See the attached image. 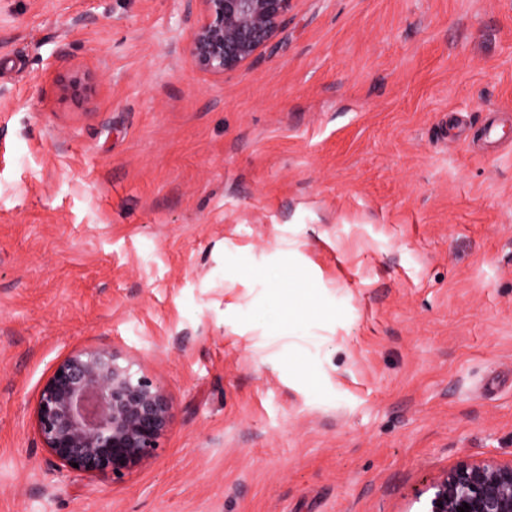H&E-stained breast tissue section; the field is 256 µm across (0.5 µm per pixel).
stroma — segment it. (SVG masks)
I'll use <instances>...</instances> for the list:
<instances>
[{
    "instance_id": "obj_1",
    "label": "stroma",
    "mask_w": 512,
    "mask_h": 512,
    "mask_svg": "<svg viewBox=\"0 0 512 512\" xmlns=\"http://www.w3.org/2000/svg\"><path fill=\"white\" fill-rule=\"evenodd\" d=\"M190 28L0 0V512H423L512 460V0H292L221 79ZM102 347L171 403L119 477L35 430Z\"/></svg>"
}]
</instances>
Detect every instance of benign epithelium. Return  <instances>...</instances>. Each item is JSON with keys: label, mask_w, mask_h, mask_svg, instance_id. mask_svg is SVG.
I'll return each mask as SVG.
<instances>
[{"label": "benign epithelium", "mask_w": 512, "mask_h": 512, "mask_svg": "<svg viewBox=\"0 0 512 512\" xmlns=\"http://www.w3.org/2000/svg\"><path fill=\"white\" fill-rule=\"evenodd\" d=\"M191 57L215 78L248 65L286 22L291 0H184ZM106 348L60 360L42 386L37 434L57 463L88 476H120L153 458L171 424L168 396ZM78 467H72V464ZM425 512H512V461L462 460L431 485Z\"/></svg>", "instance_id": "1"}]
</instances>
